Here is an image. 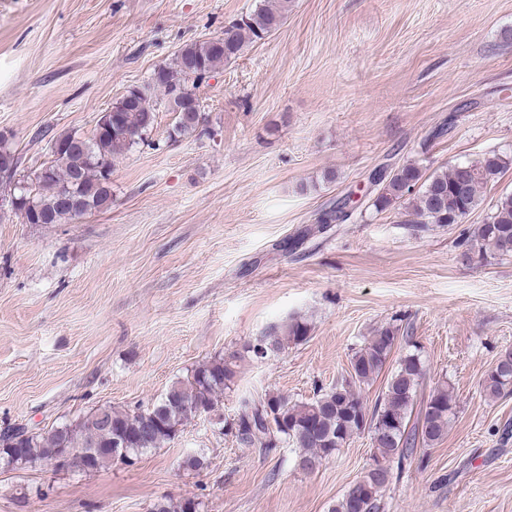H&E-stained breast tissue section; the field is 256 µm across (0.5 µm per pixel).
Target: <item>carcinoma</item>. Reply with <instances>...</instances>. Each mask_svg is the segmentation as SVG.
<instances>
[{"mask_svg": "<svg viewBox=\"0 0 512 512\" xmlns=\"http://www.w3.org/2000/svg\"><path fill=\"white\" fill-rule=\"evenodd\" d=\"M290 0H263L256 10L224 30V37L183 45L169 66L154 71L149 86L160 92L169 111L175 114L172 132L187 136L203 125L204 117L194 89L219 66L237 58L244 47L260 41L286 22ZM112 109L122 121L109 128L94 127L92 135H61L53 140L50 161L26 178L27 189L15 190L26 197L15 213L26 224H61L75 218L62 207L61 198L70 197L84 213L102 210L112 204V170L117 160L145 143L157 121L146 90H128ZM512 165V157L498 153L476 161L455 163L424 176L414 163H406L378 179L382 184L373 206L383 211L409 200L420 224L455 223L481 203V190L494 182ZM470 248L463 252L468 262L489 257L512 256V193L500 197L486 222L474 225ZM308 322L296 318L270 329L246 352L257 360L276 356L292 342L305 339ZM398 329L377 331L351 359L349 375L327 391L306 401H294L273 393L256 403L245 399L230 433L243 444L258 436L268 448L290 445L299 449L297 465L306 468L312 459H328L339 446L368 425L371 432L373 464L352 484L331 508V512H352V499H365V512H378L379 496L389 482L392 466H401L419 446H432L447 434L455 415L456 402L448 384L435 389L426 401L417 423L410 424L419 381L423 374L420 353L409 351L387 380L386 391L373 409H367L357 388L379 376L393 355ZM233 352L192 369L175 381L153 404L134 411L103 406L92 409L53 431L26 434L19 429L0 432V460L22 468L37 461L62 458L67 450H78L62 469L76 467L96 471L115 463L112 449L125 453L128 460L164 447L183 427L198 417L195 410L216 413L224 391L237 383L238 361ZM485 395L496 399L512 390V351L502 354L485 375ZM194 497L165 498L151 512H200Z\"/></svg>", "mask_w": 512, "mask_h": 512, "instance_id": "1", "label": "carcinoma"}]
</instances>
